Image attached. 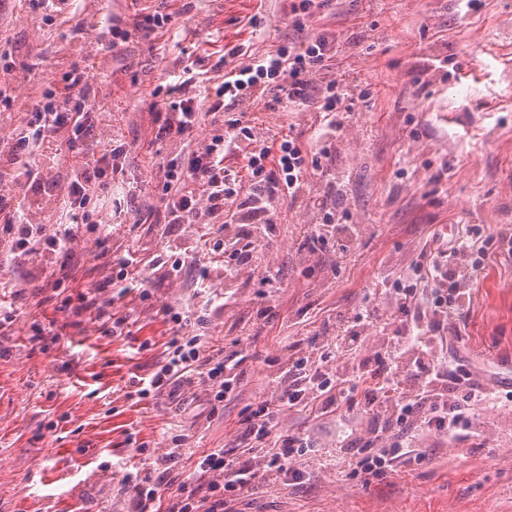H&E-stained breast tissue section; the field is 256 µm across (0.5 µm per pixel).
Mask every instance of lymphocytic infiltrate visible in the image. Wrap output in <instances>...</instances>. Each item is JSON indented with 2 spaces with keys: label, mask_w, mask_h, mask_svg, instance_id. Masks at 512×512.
I'll use <instances>...</instances> for the list:
<instances>
[{
  "label": "lymphocytic infiltrate",
  "mask_w": 512,
  "mask_h": 512,
  "mask_svg": "<svg viewBox=\"0 0 512 512\" xmlns=\"http://www.w3.org/2000/svg\"><path fill=\"white\" fill-rule=\"evenodd\" d=\"M331 50L326 36L314 35L232 68L217 91L189 77L170 85L174 100L156 115L158 138L181 145L186 159L183 166L164 172V221L183 225L182 242L189 248L200 225H217L224 232L223 239L212 245L224 262L219 270L203 269L200 290L210 291L214 273L230 280L252 261L269 237L262 215L276 200L294 201L307 194L311 178L323 174L322 160L330 153L327 145L312 151L292 138L275 147L256 144L251 125L238 119L225 123V113L243 102L259 110L312 107L324 114L323 137L333 138L336 115L347 111L350 93L342 81L319 80ZM59 68L58 78L49 80L44 70L30 66L40 88L22 102L12 94V67L0 69V128L9 131L6 140H0V185L5 188L0 194V248L39 262L41 278L55 290L62 281L56 276L54 257L70 252L81 225L89 221L91 203L109 199L113 178L126 173V150L118 132H111L95 151L84 148L98 124L96 94L86 67L68 59ZM204 122L215 134L199 149L194 133ZM235 153L246 161L247 178L224 163ZM49 183L59 188L61 215L44 224L35 216L43 204L36 190ZM472 249L469 239L463 238L416 265L414 274L423 289L404 293L400 334L382 345L387 368L350 377L345 368H324L307 358L291 362L274 378V397L248 410L243 420L245 453L211 449L198 457L193 474L177 484L169 476L166 459L156 461L151 474H125L124 512H237V505L253 495L264 474L303 482L305 474L295 464L305 455L306 443L279 426L289 409H339L337 423L343 433L351 428L345 410L355 404L361 413L383 420L384 430L374 431L348 462L353 474L368 481L424 461L419 444L428 434L458 437L459 427L469 422L471 406L497 401L495 392L482 387L469 371L436 355L444 345L441 333L449 316L464 306L462 281L473 273L465 259ZM109 267L107 276L80 293L79 310L91 321L109 320L107 335L127 336L132 318L114 312L111 289L140 270V259L127 249L114 253ZM209 302L216 309L224 307L219 294L211 293ZM161 312L175 324L174 336L162 359L132 380L127 399L162 394L173 398L202 390L220 402L231 395L238 380L237 361L224 358L208 336L197 332L191 308L166 305ZM270 444L274 453L264 469H257L253 453ZM214 472L223 475V482L210 481Z\"/></svg>",
  "instance_id": "lymphocytic-infiltrate-1"
}]
</instances>
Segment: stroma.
I'll use <instances>...</instances> for the list:
<instances>
[{
	"mask_svg": "<svg viewBox=\"0 0 512 512\" xmlns=\"http://www.w3.org/2000/svg\"><path fill=\"white\" fill-rule=\"evenodd\" d=\"M83 40L70 42L69 26L49 29L29 6L0 22V36L15 65L13 91L28 99L26 67L71 46L91 83L112 76L100 123L87 140L99 145L121 127L127 173L142 188L124 223L109 237L86 224L59 265L77 279L59 291L44 289L31 262L0 255V275L25 293L20 315L0 343V512H121L124 472H148L175 445L171 419L194 427L202 449L236 448L248 407L274 394L272 377L286 363L321 354L328 366L366 372L376 366L380 325L398 319L396 289L435 238L470 237L478 270L467 279L470 301L448 321L442 358L462 364L488 389L512 391V251L497 237L512 229V0H332L303 29L288 21L289 0H76ZM164 14L172 26L189 24L193 38L154 43L131 38L117 48L99 46L108 20ZM323 34L333 42L327 80L349 78L360 95L341 116L325 164L312 177L311 196L276 203L264 265L279 272L271 289L261 268L244 267L231 282L216 281L229 300L223 311L199 307L202 332L225 356L239 360V387L224 402L197 393L181 403L168 397L131 404V373L163 355L172 332L160 304L178 305L195 287L200 263L212 262L206 245L186 256L173 279L156 278L146 296L126 304L137 319L132 336L101 335L84 318L64 314L67 328L46 349L33 347V322L62 304L77 305L85 281L107 275L115 250H138L152 265L181 241V227L164 221L161 185L172 147L153 144L154 112L165 107L174 73L190 67L210 87L241 64L229 51L251 54ZM320 123L310 110L254 113L259 143L294 138L315 143ZM340 218L336 234L319 245L308 235L324 215ZM375 311L358 323L363 308ZM351 339V350L336 346ZM477 438H430L421 464L364 483L327 465L357 444L341 441L335 414L317 418L282 414L283 429L311 448L301 462L302 484H260L244 512H512V408L473 406Z\"/></svg>",
	"mask_w": 512,
	"mask_h": 512,
	"instance_id": "stroma-1",
	"label": "stroma"
}]
</instances>
